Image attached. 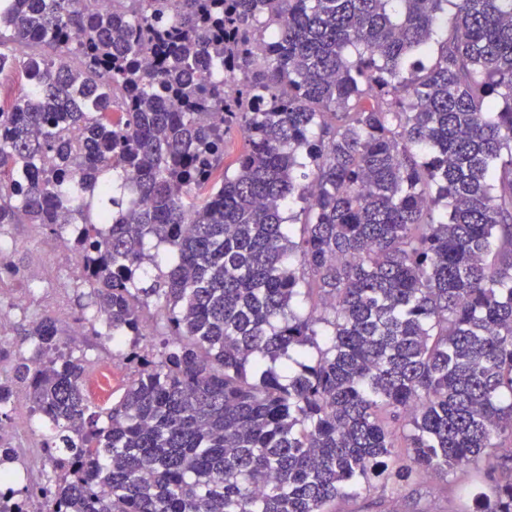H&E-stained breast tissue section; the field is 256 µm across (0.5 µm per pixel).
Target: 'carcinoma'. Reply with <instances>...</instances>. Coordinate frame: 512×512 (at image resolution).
Returning a JSON list of instances; mask_svg holds the SVG:
<instances>
[{
	"mask_svg": "<svg viewBox=\"0 0 512 512\" xmlns=\"http://www.w3.org/2000/svg\"><path fill=\"white\" fill-rule=\"evenodd\" d=\"M2 65L0 227L83 256L79 321L130 370L92 402L45 315L0 371V422L18 389L50 422L58 512H335L495 472L512 0H0Z\"/></svg>",
	"mask_w": 512,
	"mask_h": 512,
	"instance_id": "1",
	"label": "carcinoma"
}]
</instances>
